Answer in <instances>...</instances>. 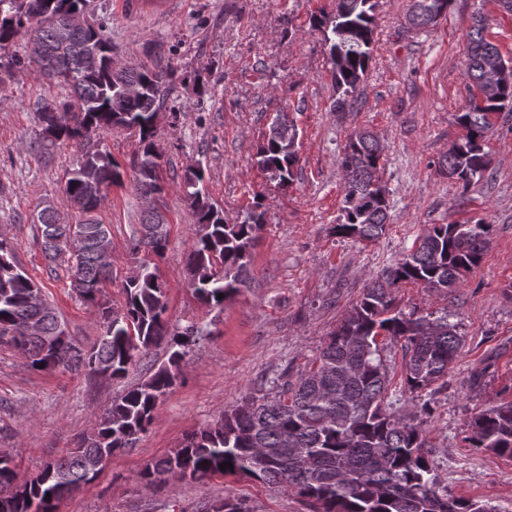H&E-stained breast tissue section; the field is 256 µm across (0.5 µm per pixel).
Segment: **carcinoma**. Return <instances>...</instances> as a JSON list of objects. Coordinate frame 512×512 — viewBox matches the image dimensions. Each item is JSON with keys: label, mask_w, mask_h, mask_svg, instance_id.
<instances>
[{"label": "carcinoma", "mask_w": 512, "mask_h": 512, "mask_svg": "<svg viewBox=\"0 0 512 512\" xmlns=\"http://www.w3.org/2000/svg\"><path fill=\"white\" fill-rule=\"evenodd\" d=\"M452 0H413L410 24L426 29L445 16ZM335 7L310 17L322 28L338 93L336 110L351 105L366 75L374 33L375 0H334ZM88 0H0V46L29 36L26 59L8 68L34 64L48 79L68 90L60 100L37 106L41 126L31 149L47 153L59 141L78 145L91 135L120 128L138 135L140 155L134 187L142 196L159 195L161 159L157 151V118L165 103L171 66L120 68L113 65L112 45L100 24L74 26L69 16L87 11ZM465 75L478 94L472 96L456 122L462 135L439 159V167L462 187L482 177L491 165L485 150L493 118L512 112V58L504 57L485 38L484 19L473 17L466 35ZM385 145L369 131L347 140L339 163L344 180L336 233L371 242L385 234L389 191L376 179L383 166ZM257 163L282 185L293 181L298 167L299 134L294 123L278 114L259 144ZM204 169L184 170L181 188L194 216V238L186 272L195 295L213 308H223L248 284V267L259 233L266 223L263 204L255 201L232 220L210 201ZM122 183L120 165L107 149L89 150L83 165L73 169L65 195L74 215L52 204L36 214L35 224L45 256L54 261L72 229L85 234L84 245L68 267L72 290L97 307L100 336L88 351L59 340V355L42 354L40 336H25L30 320L42 323L45 336L66 328L53 308L36 301L39 285L15 260L11 241L0 235V342L19 349L28 366L84 370L102 369L110 378L124 377L151 349L167 341L170 354L145 381L113 401L95 430L67 455L50 461L29 479L20 480L7 454L0 455V485L15 483L22 491L0 497V512H54L55 503L103 469L105 453L131 448L152 423L159 400L175 385L186 349L208 335L191 324L172 333L165 318V288L154 263L122 284L124 305L114 310L102 300V285L110 266L101 262L100 235L112 237L97 216L103 199L92 181ZM166 219L156 208L144 210L134 230V249L162 256L167 236L158 234ZM491 225L431 224L394 264L374 275L362 289L349 314L321 345L311 367L295 379L284 373L268 389L224 409L215 422L190 434L167 457L150 463L140 479L152 485L160 479L202 480L242 475L276 485L304 502L309 512H498L479 500L457 497L434 474L427 432L415 414H402L386 398L390 378L378 338L401 342L404 391L414 395L448 375L463 347L457 326L448 315L406 314L395 306L394 288L419 283L435 293L457 287L463 274L483 255ZM223 298H217V295ZM466 441L498 457L512 459V401L491 406L469 423ZM232 467L220 469L219 464ZM200 512H252L240 499L225 497L205 503Z\"/></svg>", "instance_id": "obj_1"}]
</instances>
